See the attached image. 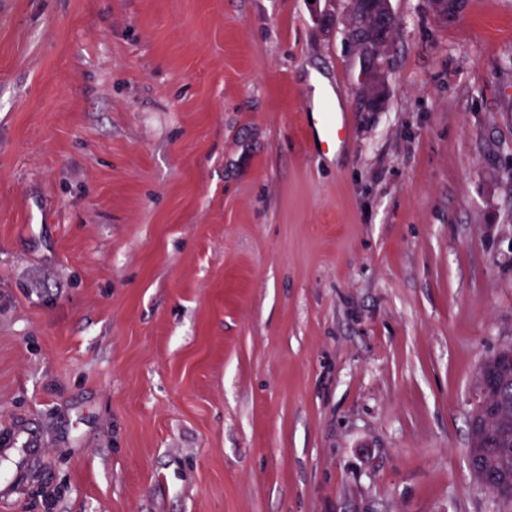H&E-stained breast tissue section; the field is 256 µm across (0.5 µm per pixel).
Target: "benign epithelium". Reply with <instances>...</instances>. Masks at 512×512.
Listing matches in <instances>:
<instances>
[{"instance_id": "benign-epithelium-1", "label": "benign epithelium", "mask_w": 512, "mask_h": 512, "mask_svg": "<svg viewBox=\"0 0 512 512\" xmlns=\"http://www.w3.org/2000/svg\"><path fill=\"white\" fill-rule=\"evenodd\" d=\"M432 14L444 23L457 21L466 9L465 0H459L457 8L450 12L446 0H432ZM333 23L342 30L357 51L362 63L358 101L365 112H380L387 104V86L384 74V58L400 19L391 7V0H348L345 13L335 16ZM512 362V347L497 352V363L481 367L477 372L472 416L477 427V438L484 437L486 426L494 419L487 406L488 382L501 371L507 362ZM472 472L494 495L506 494L507 487L500 488L488 483L485 476L486 463L481 459V449L474 448L470 454Z\"/></svg>"}]
</instances>
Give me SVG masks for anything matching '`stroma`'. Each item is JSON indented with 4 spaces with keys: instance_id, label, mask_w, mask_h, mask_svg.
Listing matches in <instances>:
<instances>
[{
    "instance_id": "1",
    "label": "stroma",
    "mask_w": 512,
    "mask_h": 512,
    "mask_svg": "<svg viewBox=\"0 0 512 512\" xmlns=\"http://www.w3.org/2000/svg\"><path fill=\"white\" fill-rule=\"evenodd\" d=\"M345 7L0 0V512H501L512 0H392L380 112ZM322 123L326 142L334 145L344 142L347 138L349 128L343 115L339 118L334 112H324L322 114ZM496 357L497 365L492 363L489 368L480 367L477 372L472 416L474 417V423L477 427V438L479 440L484 437L488 423L494 419L493 412L486 405L488 382L501 371L502 367L507 366L508 361L512 363V347L500 349ZM493 400L508 424L493 428L483 441L482 451L485 460L493 463L489 467L494 473L493 482L509 483L512 480V379L497 387Z\"/></svg>"
}]
</instances>
